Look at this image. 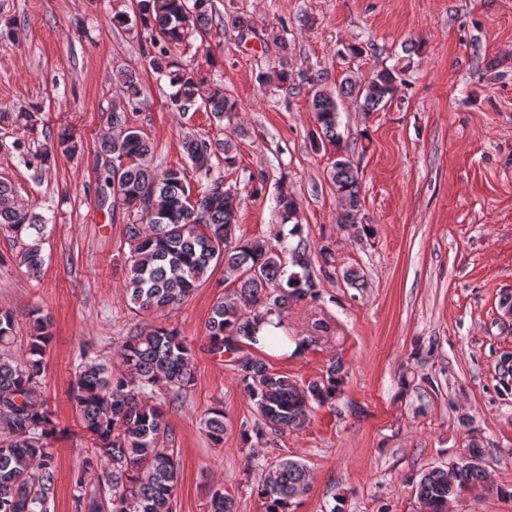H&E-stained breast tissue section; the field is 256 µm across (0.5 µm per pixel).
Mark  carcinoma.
Returning a JSON list of instances; mask_svg holds the SVG:
<instances>
[{"instance_id":"obj_1","label":"carcinoma","mask_w":512,"mask_h":512,"mask_svg":"<svg viewBox=\"0 0 512 512\" xmlns=\"http://www.w3.org/2000/svg\"><path fill=\"white\" fill-rule=\"evenodd\" d=\"M212 0H139L138 18L148 32L143 55L152 69L171 75L177 86L171 108L188 112L203 104L222 120L239 111L224 88L207 86L194 71L182 67L176 52L190 35L212 21ZM411 62L376 71L365 83L344 78L340 92L354 97L358 108L377 112L389 105L397 83L405 82ZM118 87L129 102L142 88L133 76L118 74ZM320 138L336 147L330 176L343 212L341 223H358L362 209L357 168L340 146L336 98L323 89L310 98ZM112 125L124 130L119 140L104 139L99 155L112 159L105 168V190L119 207L138 219L126 225L130 256L125 296L139 312L166 310L186 302L214 270L224 267L225 279L237 284L212 307L205 329L209 352L227 356L238 366L241 383L255 414L266 428H301L315 408L336 404L342 393L344 366L333 361L324 374L302 382L281 374L244 346L254 341L256 325L281 316L289 301L320 298L310 267V245L300 238L296 198L278 185L276 207L282 223H293L289 235L296 245L279 248L237 234L238 193L211 178L215 150L211 140L188 137L184 149L206 185L193 194L184 168L159 174L151 167L153 147L138 129L127 126L124 112L112 113ZM47 219L20 207L12 186L0 182V231L20 239L18 265L31 278L40 275ZM296 270H285L283 255ZM18 322L0 310V512H54V457L50 440L56 424L44 390L46 348L52 336L50 317L29 315L27 345L10 354L17 342ZM119 371L112 370L94 349L81 346L72 368L69 401L87 448L73 479L74 512H172L180 477V460L170 447L172 432L165 418L168 399L195 386L193 351L175 329L154 327L131 335L119 348ZM204 430L216 445L224 442L221 405L205 414ZM465 460L434 467L408 479L417 501L429 512H446L448 502L466 490L485 487L490 478L482 465L484 447L471 440ZM310 473L296 460H282L259 480L254 492L261 512H291L293 501L306 494ZM209 512H236L234 500L221 487L213 490Z\"/></svg>"}]
</instances>
